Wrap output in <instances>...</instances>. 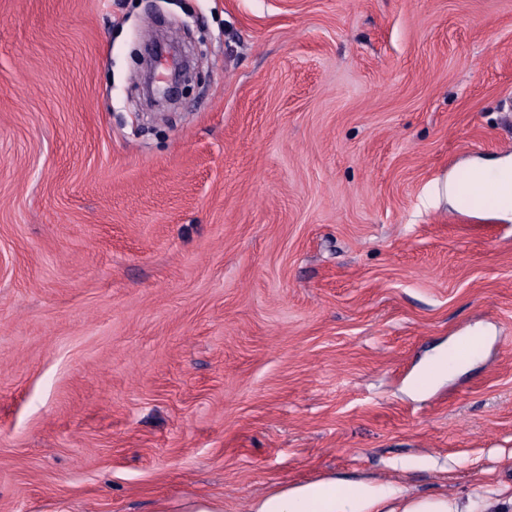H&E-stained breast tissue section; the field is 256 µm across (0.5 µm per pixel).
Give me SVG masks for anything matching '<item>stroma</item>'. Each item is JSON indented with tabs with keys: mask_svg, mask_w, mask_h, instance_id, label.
Listing matches in <instances>:
<instances>
[{
	"mask_svg": "<svg viewBox=\"0 0 512 512\" xmlns=\"http://www.w3.org/2000/svg\"><path fill=\"white\" fill-rule=\"evenodd\" d=\"M508 155L512 0H0V512H512ZM186 81V71L182 67H178L172 72L164 86L157 85L154 78L148 86L150 96L155 99L156 96H160L165 100H175V96L178 93V89L181 84ZM394 493L365 484L344 489L333 481H316L268 495L256 502L251 512H366ZM160 512H224V501L217 498L189 500L175 507L164 506Z\"/></svg>",
	"mask_w": 512,
	"mask_h": 512,
	"instance_id": "stroma-1",
	"label": "stroma"
}]
</instances>
